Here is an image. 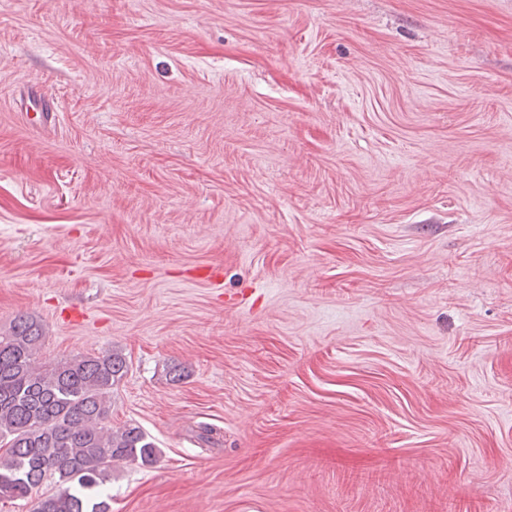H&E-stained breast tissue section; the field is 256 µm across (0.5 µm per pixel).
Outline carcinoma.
Wrapping results in <instances>:
<instances>
[{
	"mask_svg": "<svg viewBox=\"0 0 512 512\" xmlns=\"http://www.w3.org/2000/svg\"><path fill=\"white\" fill-rule=\"evenodd\" d=\"M43 339L28 316L0 332V501L52 484L34 512H108L90 491L112 464L152 465L161 451L139 426L112 428V389L128 372L122 354L45 361Z\"/></svg>",
	"mask_w": 512,
	"mask_h": 512,
	"instance_id": "carcinoma-1",
	"label": "carcinoma"
}]
</instances>
